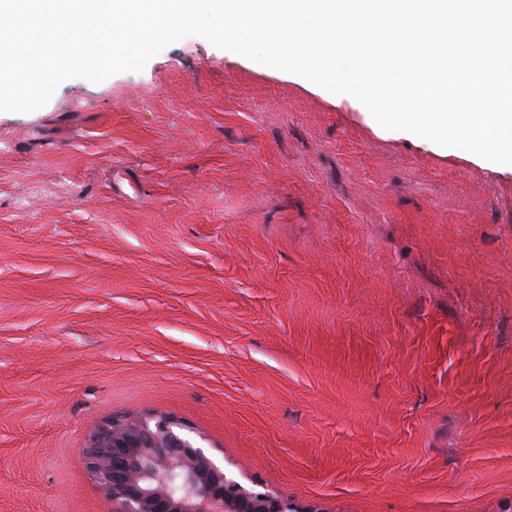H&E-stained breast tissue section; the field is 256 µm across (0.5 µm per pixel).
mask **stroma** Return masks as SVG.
<instances>
[{"instance_id": "stroma-1", "label": "stroma", "mask_w": 512, "mask_h": 512, "mask_svg": "<svg viewBox=\"0 0 512 512\" xmlns=\"http://www.w3.org/2000/svg\"><path fill=\"white\" fill-rule=\"evenodd\" d=\"M158 416L300 512H512V167L198 36L0 112V512H112Z\"/></svg>"}]
</instances>
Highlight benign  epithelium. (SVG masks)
I'll return each mask as SVG.
<instances>
[{
    "label": "benign epithelium",
    "mask_w": 512,
    "mask_h": 512,
    "mask_svg": "<svg viewBox=\"0 0 512 512\" xmlns=\"http://www.w3.org/2000/svg\"><path fill=\"white\" fill-rule=\"evenodd\" d=\"M86 455L113 512H288V501L243 487L169 417L112 420Z\"/></svg>",
    "instance_id": "1"
}]
</instances>
